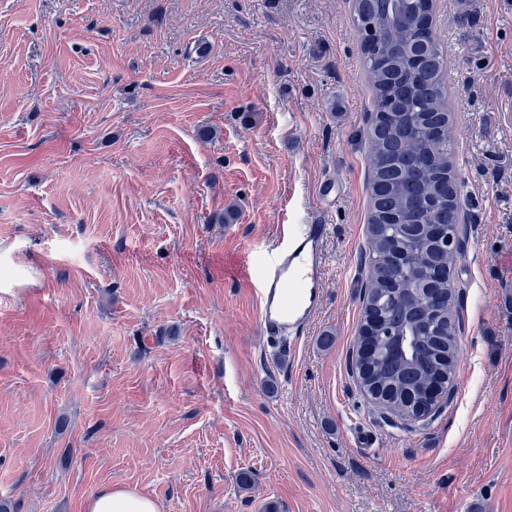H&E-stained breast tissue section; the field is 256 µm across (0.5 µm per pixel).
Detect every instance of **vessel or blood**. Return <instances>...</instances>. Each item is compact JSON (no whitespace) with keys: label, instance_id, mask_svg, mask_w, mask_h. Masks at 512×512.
Returning <instances> with one entry per match:
<instances>
[{"label":"vessel or blood","instance_id":"1","mask_svg":"<svg viewBox=\"0 0 512 512\" xmlns=\"http://www.w3.org/2000/svg\"><path fill=\"white\" fill-rule=\"evenodd\" d=\"M327 227L292 224L282 240L269 247L255 278L258 322L264 335L296 341L320 306Z\"/></svg>","mask_w":512,"mask_h":512}]
</instances>
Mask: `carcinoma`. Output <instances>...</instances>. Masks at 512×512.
Listing matches in <instances>:
<instances>
[{
  "label": "carcinoma",
  "mask_w": 512,
  "mask_h": 512,
  "mask_svg": "<svg viewBox=\"0 0 512 512\" xmlns=\"http://www.w3.org/2000/svg\"><path fill=\"white\" fill-rule=\"evenodd\" d=\"M350 2L378 112L366 134L372 273L361 304L362 323L374 324L368 355L355 353L351 369L369 401L416 421L445 407L457 382L461 180L451 161L446 62L405 0ZM435 226L454 244L436 238ZM404 333L413 336L408 357L394 351Z\"/></svg>",
  "instance_id": "carcinoma-1"
}]
</instances>
